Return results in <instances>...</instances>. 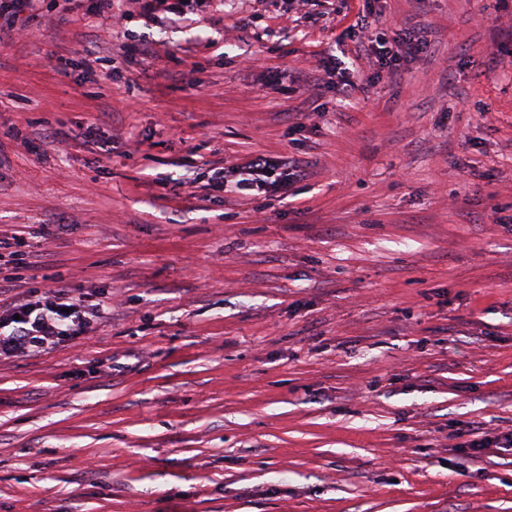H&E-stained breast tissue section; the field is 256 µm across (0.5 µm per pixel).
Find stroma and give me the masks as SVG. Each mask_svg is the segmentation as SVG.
<instances>
[{"label":"stroma","mask_w":512,"mask_h":512,"mask_svg":"<svg viewBox=\"0 0 512 512\" xmlns=\"http://www.w3.org/2000/svg\"><path fill=\"white\" fill-rule=\"evenodd\" d=\"M93 4L0 33V234L112 296L0 362V512H512V447H465L512 430V0ZM369 12L427 42L341 90ZM257 152L305 179L222 183Z\"/></svg>","instance_id":"obj_1"}]
</instances>
